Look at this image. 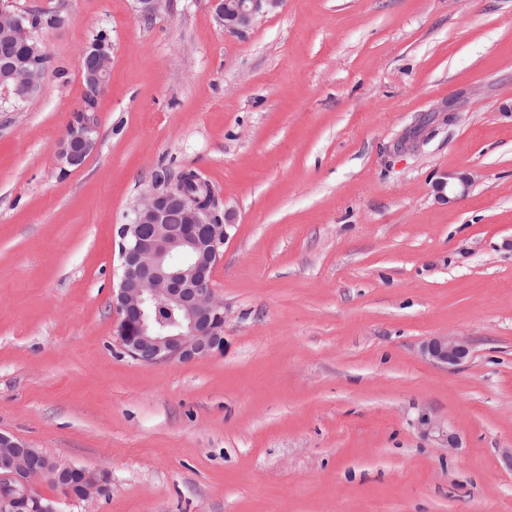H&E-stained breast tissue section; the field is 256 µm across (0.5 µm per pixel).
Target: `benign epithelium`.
Returning <instances> with one entry per match:
<instances>
[{
	"instance_id": "benign-epithelium-1",
	"label": "benign epithelium",
	"mask_w": 512,
	"mask_h": 512,
	"mask_svg": "<svg viewBox=\"0 0 512 512\" xmlns=\"http://www.w3.org/2000/svg\"><path fill=\"white\" fill-rule=\"evenodd\" d=\"M283 4V0H211L216 18L230 33L250 28L260 15ZM24 15L0 5V31L12 38H29ZM23 67L6 61L0 65V97L19 95L27 101L39 93L49 71L50 56L43 47H27ZM110 45L98 40L85 48L80 70L102 94L110 75ZM98 128L93 118L82 115L71 123L61 139L57 161L61 169H78L95 149ZM473 177L445 172L439 190L455 196L468 194ZM210 185L194 179V189L179 181L171 190H153L135 205L131 223L120 228L121 274L112 291V305L119 316L115 330L118 345L145 366L163 362H186L209 356L224 347V302L216 294L213 272L230 238L229 217L217 218L212 209ZM177 208L182 223H169ZM423 355L436 364L453 366L469 355L467 341L456 336H436L422 346ZM425 437L442 440L450 448L457 437L442 422L427 414L418 418ZM0 447L7 453L0 460V512H54L52 504L32 505L27 490L46 475L63 484L66 494L81 499L103 492L100 472L66 466L15 437L0 433Z\"/></svg>"
}]
</instances>
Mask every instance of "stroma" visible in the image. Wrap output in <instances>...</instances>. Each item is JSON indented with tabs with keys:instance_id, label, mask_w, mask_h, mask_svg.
<instances>
[{
	"instance_id": "1",
	"label": "stroma",
	"mask_w": 512,
	"mask_h": 512,
	"mask_svg": "<svg viewBox=\"0 0 512 512\" xmlns=\"http://www.w3.org/2000/svg\"><path fill=\"white\" fill-rule=\"evenodd\" d=\"M10 7L60 22L41 92L0 107V432L106 477L41 480L55 512H512V0H284L240 34L209 0ZM99 34V140L65 172ZM188 170L234 222L224 348L144 366L114 337L119 229ZM110 63V45L106 39L87 46L79 59L81 73L83 75L85 72L86 79L96 88L97 95H101L107 87ZM473 184V177L468 173H459L455 171L445 172L437 182L440 191H444L448 187V192L456 197L468 194ZM422 353L436 364L453 366L467 358L469 345L456 336H436L424 343ZM418 427L423 436L443 440L448 448H458L457 437L448 428L445 429L440 420L432 418L428 414H422L418 418Z\"/></svg>"
}]
</instances>
